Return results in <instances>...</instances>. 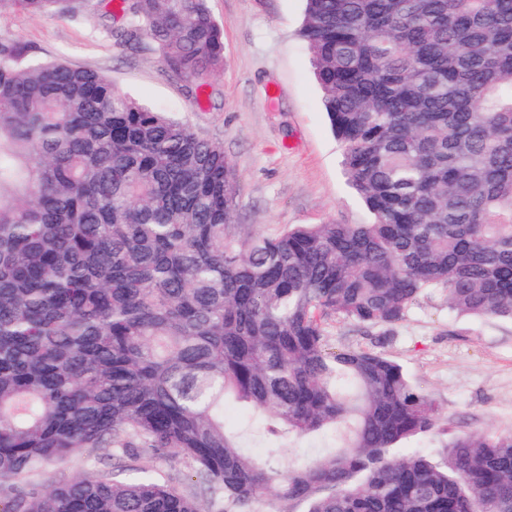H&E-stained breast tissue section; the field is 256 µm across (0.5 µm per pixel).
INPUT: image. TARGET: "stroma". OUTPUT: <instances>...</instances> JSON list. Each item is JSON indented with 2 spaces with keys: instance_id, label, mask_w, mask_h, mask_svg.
Listing matches in <instances>:
<instances>
[{
  "instance_id": "1",
  "label": "stroma",
  "mask_w": 512,
  "mask_h": 512,
  "mask_svg": "<svg viewBox=\"0 0 512 512\" xmlns=\"http://www.w3.org/2000/svg\"><path fill=\"white\" fill-rule=\"evenodd\" d=\"M112 2L82 0L74 14H0V41L100 70L123 93L222 143L239 180L238 221L252 230L369 222L300 35L305 0H208L224 30V66L202 83L172 73L147 38L117 41L125 18ZM327 347L369 349L403 365L441 410L438 427L408 442L433 462H443L455 435L512 433V321L458 314L445 289L426 291L388 334L333 321Z\"/></svg>"
}]
</instances>
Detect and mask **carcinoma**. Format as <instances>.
<instances>
[{"instance_id":"obj_1","label":"carcinoma","mask_w":512,"mask_h":512,"mask_svg":"<svg viewBox=\"0 0 512 512\" xmlns=\"http://www.w3.org/2000/svg\"><path fill=\"white\" fill-rule=\"evenodd\" d=\"M207 2L121 0L120 37L203 81L224 64ZM306 2L369 224L248 231L223 144L0 43V512H512V434L454 438L445 468L396 458L438 406L387 356L327 348L329 322L392 326L431 288L512 318V0ZM229 399L264 458L227 430ZM338 425L340 451L280 467L286 440ZM173 455L183 477L154 476ZM73 456L90 470L45 484Z\"/></svg>"}]
</instances>
